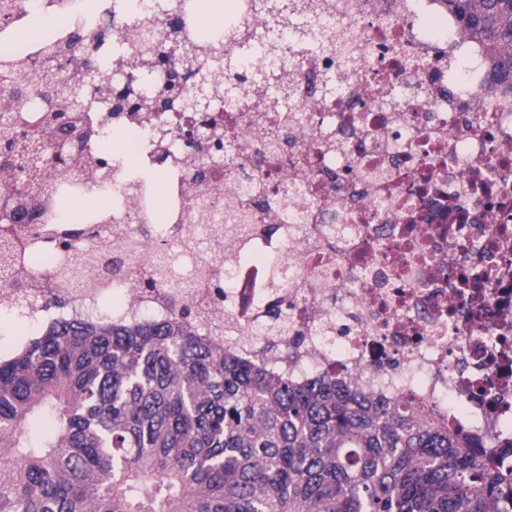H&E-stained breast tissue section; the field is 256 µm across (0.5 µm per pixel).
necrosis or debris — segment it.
<instances>
[{"label": "necrosis or debris", "mask_w": 512, "mask_h": 512, "mask_svg": "<svg viewBox=\"0 0 512 512\" xmlns=\"http://www.w3.org/2000/svg\"><path fill=\"white\" fill-rule=\"evenodd\" d=\"M15 2L0 14V72L20 92L0 91V112L34 137L45 135L41 86L81 72L74 31L97 41L102 64L88 111L73 115L87 138L81 182L61 178L47 223L111 225L113 252L140 273L168 259L196 307H209L211 281H223V307L209 308L214 335L246 356L272 343L264 362L297 382L342 364L375 396L431 403L483 447L512 437V103L493 99L481 52L436 0H307L328 37L281 72L294 111H278L252 67L209 79L225 93L219 159L189 145L200 113L157 111L155 46L192 41L206 67L211 37L223 34L228 55L245 43L252 0H226L208 23L203 0H190L183 28L156 8L129 25L137 0H98L91 25L82 0ZM37 16L51 27L22 37ZM52 48L66 71L46 67ZM330 69L341 89L326 95ZM119 89L136 108L113 109ZM203 165L217 185L194 181ZM115 294L116 320L169 313L164 293L121 276L31 318L92 312ZM277 298L288 329L269 339Z\"/></svg>", "instance_id": "1"}]
</instances>
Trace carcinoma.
<instances>
[{"label":"carcinoma","instance_id":"1","mask_svg":"<svg viewBox=\"0 0 512 512\" xmlns=\"http://www.w3.org/2000/svg\"><path fill=\"white\" fill-rule=\"evenodd\" d=\"M463 36L484 54L491 94L512 102V0H436ZM269 16L236 56L210 43L213 65L232 69L263 56L321 47L284 0H254ZM178 47L161 50L166 109L178 86L203 72L175 68ZM278 62L262 67L267 95L289 111ZM98 65L84 61L76 83L41 93L51 138L27 144L26 133L0 126V171L27 193L19 219L40 221L39 201L56 188L52 169L32 174L23 147L68 167L76 138L70 113L83 111ZM202 125H216L224 99L205 102ZM0 226V289L22 310L59 307L65 294L31 293L7 281L25 264L45 278L50 257L83 243V268H59L71 288L112 274V226L51 224L31 248L11 245ZM144 292L167 291L169 315L129 325L98 313L61 318L0 354V512H512V460L490 453L429 405L406 395L375 398L329 373L303 384L288 372L252 362L212 339L205 315L185 305L161 266L138 280Z\"/></svg>","mask_w":512,"mask_h":512}]
</instances>
